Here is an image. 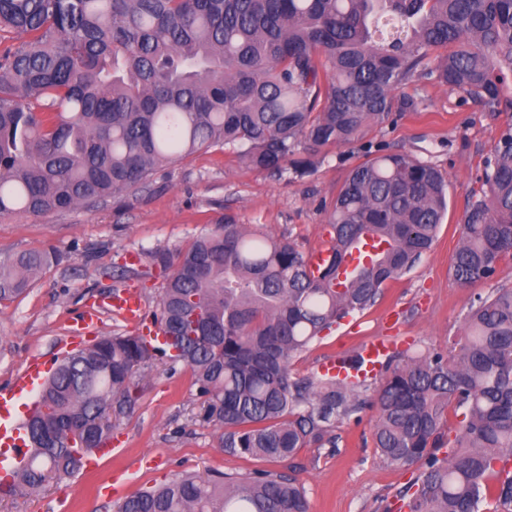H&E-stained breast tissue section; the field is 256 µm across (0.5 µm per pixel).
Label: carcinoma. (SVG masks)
Returning <instances> with one entry per match:
<instances>
[{
  "instance_id": "cac0c4a2",
  "label": "carcinoma",
  "mask_w": 512,
  "mask_h": 512,
  "mask_svg": "<svg viewBox=\"0 0 512 512\" xmlns=\"http://www.w3.org/2000/svg\"><path fill=\"white\" fill-rule=\"evenodd\" d=\"M0 218L95 204L147 185L162 166L232 145L258 171L309 172L298 148L348 145L417 102L415 77L512 106V0H0ZM447 181L404 153L352 168L327 213L328 258L225 224L182 250L148 254L168 271L153 320L164 343L101 336L56 365L25 420L31 453L0 498L77 472L131 411L141 364H181L224 451L269 460L337 447L336 424L366 405L368 379L297 378L290 360L373 306L414 268L442 222ZM450 272L495 278L512 255V124L485 162ZM51 253L0 258V303L31 288ZM448 361L388 357L372 405L374 447L419 467L408 512H512V288L478 298ZM457 423L448 426L447 410ZM447 452L441 455L440 449ZM117 512H307L286 473H186Z\"/></svg>"
}]
</instances>
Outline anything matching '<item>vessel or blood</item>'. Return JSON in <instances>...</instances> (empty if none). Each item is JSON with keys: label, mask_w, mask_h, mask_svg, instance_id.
Here are the masks:
<instances>
[{"label": "vessel or blood", "mask_w": 512, "mask_h": 512, "mask_svg": "<svg viewBox=\"0 0 512 512\" xmlns=\"http://www.w3.org/2000/svg\"><path fill=\"white\" fill-rule=\"evenodd\" d=\"M111 307L115 314L131 324H138L144 313L140 296L131 290L113 294ZM388 341L379 337L367 343L361 353L362 373L367 377L378 376L388 355ZM49 373L46 363L31 361L17 377L10 389L0 392V479L9 478L20 459L26 454L23 420L16 413L18 400L39 389Z\"/></svg>", "instance_id": "b4317fda"}]
</instances>
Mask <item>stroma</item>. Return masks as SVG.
Here are the masks:
<instances>
[{
	"label": "stroma",
	"mask_w": 512,
	"mask_h": 512,
	"mask_svg": "<svg viewBox=\"0 0 512 512\" xmlns=\"http://www.w3.org/2000/svg\"><path fill=\"white\" fill-rule=\"evenodd\" d=\"M401 92L418 100L416 111L395 115L350 145L304 151L310 171L303 177L252 169L235 146L204 147L160 168L145 187L95 205L0 219V255L53 249L60 256L26 294L0 304V389L32 360L56 363L76 336L91 342L133 333L105 306L107 295L135 289L146 314H153L165 273L144 261V254L177 253L215 231L220 220L285 238L305 252L326 246V214L337 192L350 170L377 151L405 152L438 168L448 181L447 213L422 260L388 281L373 306L294 356L292 373L319 372L324 359L356 354L377 336L392 337L400 350L449 352L477 298L512 287V256L491 281L462 286L449 272L462 214L481 192L484 162L512 122V110L489 112L467 94L425 77ZM92 306L99 309L98 324L82 329L80 319ZM202 415L190 372L153 360L140 371L133 410L113 427L110 454L94 469L50 482L38 493L0 499V512H116L120 496L112 494V478L118 471L125 480L121 496H128L184 473L256 469L295 475L308 512H393L419 474L417 467H395L380 457L372 440L376 410L369 406L336 426L337 447L301 448L285 462L224 453Z\"/></svg>",
	"instance_id": "obj_1"
}]
</instances>
